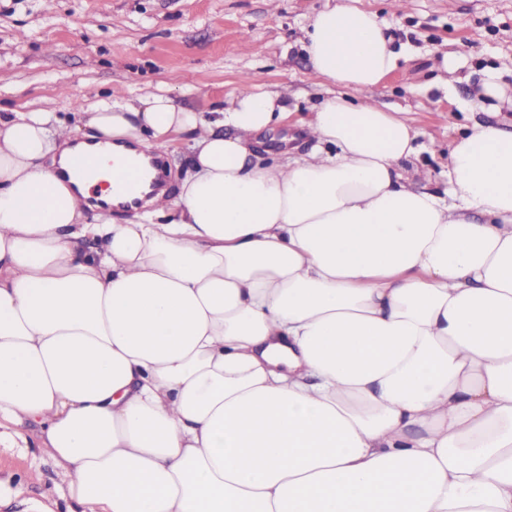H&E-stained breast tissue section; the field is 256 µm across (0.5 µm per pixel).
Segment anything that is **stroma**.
<instances>
[{
	"label": "stroma",
	"mask_w": 512,
	"mask_h": 512,
	"mask_svg": "<svg viewBox=\"0 0 512 512\" xmlns=\"http://www.w3.org/2000/svg\"><path fill=\"white\" fill-rule=\"evenodd\" d=\"M335 0H0V113L76 112L110 93L135 99L171 83L198 112L231 103L244 78L285 94L289 121L263 135V161L283 162L306 138L299 121L341 86L317 79L302 48L308 18ZM402 54L373 94L420 133L410 166L447 188L451 144L476 122L512 119V0H359ZM458 79L442 85L444 61ZM496 70L509 98L479 104ZM62 471L38 448L0 445V512L66 500Z\"/></svg>",
	"instance_id": "35a3bbf8"
}]
</instances>
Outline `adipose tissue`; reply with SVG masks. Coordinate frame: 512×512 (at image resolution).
I'll return each mask as SVG.
<instances>
[{
	"instance_id": "adipose-tissue-1",
	"label": "adipose tissue",
	"mask_w": 512,
	"mask_h": 512,
	"mask_svg": "<svg viewBox=\"0 0 512 512\" xmlns=\"http://www.w3.org/2000/svg\"><path fill=\"white\" fill-rule=\"evenodd\" d=\"M303 48L332 96L305 154L266 163L285 98L171 84L72 119L0 115V441L27 426L81 512H512V130L475 125L448 188L371 95L400 54L352 0ZM185 139L176 200L85 212L130 144Z\"/></svg>"
}]
</instances>
